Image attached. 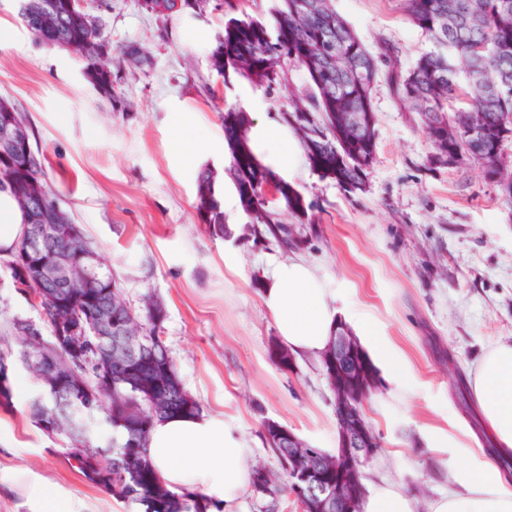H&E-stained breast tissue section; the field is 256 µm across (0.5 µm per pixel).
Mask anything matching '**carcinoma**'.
I'll return each mask as SVG.
<instances>
[{
  "label": "carcinoma",
  "instance_id": "obj_1",
  "mask_svg": "<svg viewBox=\"0 0 512 512\" xmlns=\"http://www.w3.org/2000/svg\"><path fill=\"white\" fill-rule=\"evenodd\" d=\"M169 15H157L159 31L167 22L188 11L204 8L206 0H179ZM409 20L427 37L431 48L409 69L387 46L370 51L348 23L333 9L332 0H277L274 24L249 15L241 0H222L224 35L211 54L213 69L222 76L234 69L240 76L268 88L274 86L288 99V125L299 132L310 163L336 180L346 192L366 190L369 171L376 159L377 118L373 94L385 84L398 101L409 104L427 134L431 152L429 168L457 166L465 159L479 163L485 176L496 183L501 196L512 201V172L504 165V147L512 142V0H404ZM21 16L28 30L48 49L64 48L83 63L86 81L109 101L125 105L112 80V42L99 19L78 8L73 0H22ZM303 68L308 93L294 92L288 81V65ZM251 122L240 109L224 112V133L232 147L236 185L253 223L243 227L252 236L259 225L272 224V238L281 247L296 248L304 240L302 229L283 224L272 200L259 193L273 187V195L288 211L303 214L308 206L292 186L275 179L269 169L253 162L245 132ZM20 127L25 138L18 148L0 153V193L17 204L23 232L10 260L13 286H22L40 298L49 335L42 349L25 335L15 333L18 349L0 352V411L13 412L10 371L23 363L40 382L42 392L30 405V419L51 437L64 439L66 454L90 481L120 502L136 503L143 512H208L200 493L170 491L155 475L147 455L153 423L170 415H189L200 404L183 389L173 361L162 340L164 310L151 301L140 317L128 321L127 303L118 282L97 263L89 270L92 287L78 291L56 288L45 277L59 243L33 253L28 244L30 225L58 224L61 238L84 236L81 225L67 212L56 210L58 198L45 161L29 157L31 128L24 113L0 98V127ZM197 209L208 233L216 238L231 235L225 224L223 203L216 196L209 175L199 180ZM112 313L104 324L101 317ZM106 325L111 334L96 336ZM85 328L88 342L78 343L72 328ZM141 327L154 337L150 347L125 361L107 363L105 350L121 339L122 328ZM354 376L378 379V371L360 344H355ZM73 374L59 375L29 363L41 352ZM270 358L285 371L294 368V357L276 338L268 344ZM102 418L119 431L108 440L95 439L88 420ZM265 443L275 455L282 473H288V428L262 421ZM359 468L349 459L341 469L320 458L315 470L323 483L343 480ZM253 488L276 498L286 492L301 512H336L309 497L305 482L288 479L279 485L263 467L253 470Z\"/></svg>",
  "mask_w": 512,
  "mask_h": 512
}]
</instances>
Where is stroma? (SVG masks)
<instances>
[{"label": "stroma", "instance_id": "obj_1", "mask_svg": "<svg viewBox=\"0 0 512 512\" xmlns=\"http://www.w3.org/2000/svg\"><path fill=\"white\" fill-rule=\"evenodd\" d=\"M20 5L0 0V21L13 30L12 41L0 43V96L26 114L64 208L127 304L138 312L149 299L163 306L162 338L185 390L248 437L251 467L277 468L261 436L266 418L335 451V395L320 358H296L284 371L268 354L276 330L257 288L269 257L283 249L239 235L251 221L244 207L225 212L233 234L223 239L210 236L197 210L202 173L211 174L216 193L236 190L225 109L253 99L248 114L258 119L281 113L287 100L213 70L224 12L211 2L161 29L139 0H111L105 19L113 48L135 44L148 57L140 69L123 65L116 89L131 107L115 111L84 79L82 61L38 43ZM334 7L370 49L389 43L402 68L430 47L403 0H334ZM373 109L376 161L366 192L347 193L310 166L294 187L312 211L281 219L311 220L300 256L320 269L336 307L373 322L403 359L406 387L379 378L364 403L381 450L364 467L363 483L369 491L384 480L401 484L415 512H428L431 500L454 488L467 456L485 458L491 445L469 384L480 355L512 341V204L477 163L426 169L430 144L418 117L386 87L375 92ZM178 114L200 132L189 161L175 146ZM17 317L40 314L1 271L0 351L15 347ZM28 411L23 401L0 414V467L23 455L87 512H142L79 473ZM436 434L443 447H433Z\"/></svg>", "mask_w": 512, "mask_h": 512}]
</instances>
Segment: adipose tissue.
Returning a JSON list of instances; mask_svg holds the SVG:
<instances>
[{"label": "adipose tissue", "mask_w": 512, "mask_h": 512, "mask_svg": "<svg viewBox=\"0 0 512 512\" xmlns=\"http://www.w3.org/2000/svg\"><path fill=\"white\" fill-rule=\"evenodd\" d=\"M248 146L277 180L294 183L305 168L300 139L288 124L270 116L253 121ZM259 296L271 314L280 343L297 355L321 354L330 344L338 310L318 268L293 255L273 260L260 280ZM353 321L386 376L405 382L395 348L361 316ZM474 400L497 456L512 455V342L500 341L480 358L472 380ZM148 455L159 478L172 491L200 492L237 512L250 481L247 441L224 422L220 412L200 411L155 422ZM456 489L430 504V512H512V491L501 482L495 463L464 468ZM0 484L20 492L27 512H84L83 502L41 480L27 467L0 473Z\"/></svg>", "instance_id": "ef3b65f1"}]
</instances>
